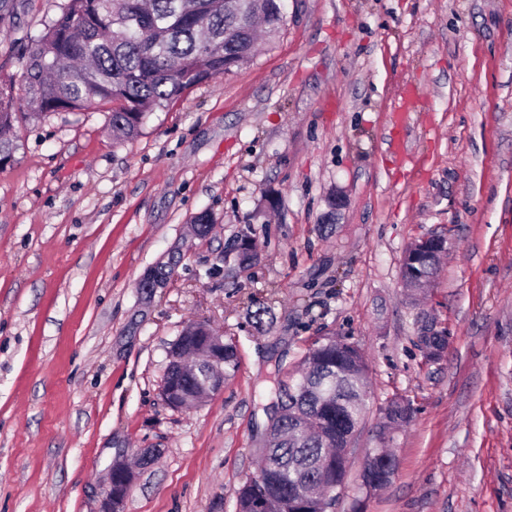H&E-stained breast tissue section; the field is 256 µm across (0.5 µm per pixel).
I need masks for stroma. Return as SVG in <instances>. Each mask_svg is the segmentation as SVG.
Listing matches in <instances>:
<instances>
[{"mask_svg": "<svg viewBox=\"0 0 512 512\" xmlns=\"http://www.w3.org/2000/svg\"><path fill=\"white\" fill-rule=\"evenodd\" d=\"M60 2L18 0L0 83ZM286 4L275 40L133 139L95 106H19L0 166V512H100L110 466L140 448L160 455L123 512H236L277 366L330 337L363 350L369 383L332 512H512V0ZM434 232L448 251L411 291L404 252ZM156 265L167 286L142 290ZM192 323L239 368L173 409L167 354ZM394 401L411 413L387 430ZM376 448L397 471L369 492ZM377 448L373 450L366 458L364 462V466L361 468L360 472V480L361 484L364 488H368L369 490H375L380 486L391 482L395 476L396 472V460L391 454L382 451L383 457L378 461L376 467L379 470H383L384 468L394 467L392 469H388L382 476L375 477L368 470V464L372 461V459L377 455Z\"/></svg>", "mask_w": 512, "mask_h": 512, "instance_id": "1", "label": "stroma"}]
</instances>
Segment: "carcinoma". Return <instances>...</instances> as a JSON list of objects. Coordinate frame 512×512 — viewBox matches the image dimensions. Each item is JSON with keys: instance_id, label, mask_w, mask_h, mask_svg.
<instances>
[{"instance_id": "1", "label": "carcinoma", "mask_w": 512, "mask_h": 512, "mask_svg": "<svg viewBox=\"0 0 512 512\" xmlns=\"http://www.w3.org/2000/svg\"><path fill=\"white\" fill-rule=\"evenodd\" d=\"M286 0H63L59 14L25 45L20 86L35 114L66 112L96 104L108 107L109 125L119 138L139 134L149 115L183 91L247 62L254 49L253 19L259 17L269 37L286 24ZM14 84L0 86V164L15 150L10 132L16 122ZM250 226L241 231L239 266L253 259ZM440 254L423 257L421 278L438 274ZM305 355L306 371L281 379L280 393L266 408L269 421H281L280 438L269 446L259 473L276 478V498L292 512H319L297 487L319 481L325 464L345 469L336 436L363 414L368 393L358 346L334 338L316 343ZM239 366L236 346L224 343V377ZM211 366L196 363L177 376L186 397L200 394ZM269 494L264 480L248 481L237 492L241 512H253Z\"/></svg>"}]
</instances>
